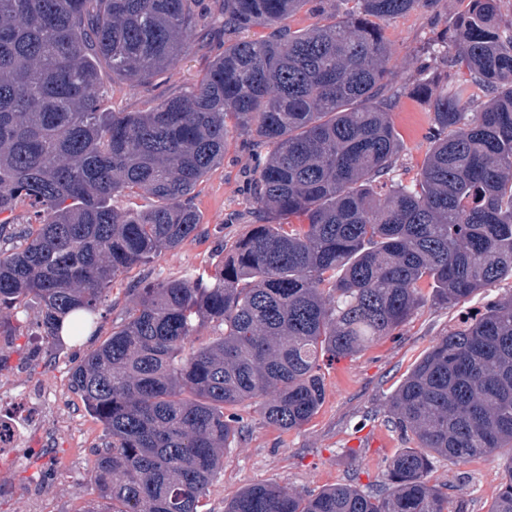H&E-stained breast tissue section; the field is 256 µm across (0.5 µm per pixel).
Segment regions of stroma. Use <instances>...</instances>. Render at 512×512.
I'll return each mask as SVG.
<instances>
[{"label": "stroma", "mask_w": 512, "mask_h": 512, "mask_svg": "<svg viewBox=\"0 0 512 512\" xmlns=\"http://www.w3.org/2000/svg\"><path fill=\"white\" fill-rule=\"evenodd\" d=\"M223 9L224 0H199L198 10L211 18V26L193 30L175 65L148 81L132 87L116 85L111 70L103 69L102 110L144 112L197 84L224 52ZM465 9L464 0H436L429 10L379 23L391 45L389 83L399 92L388 110L400 135L395 177L415 176L432 141L429 104L408 90L425 69L456 80L455 70L448 67L456 46L442 34L452 29ZM264 155L244 136L230 135L223 163L210 170L192 193L200 215L197 232L152 263L122 275L100 306L96 330L60 346H40L36 302L26 299L0 306V317H16L24 323L20 335L0 338V358L5 361L0 378L14 379L24 392L36 389L49 406L44 425L33 434L37 453L24 448L0 450V512H81L84 506L98 503L89 475L110 438L74 392L71 373L111 335L113 327L125 321L133 289L196 269L210 270L223 262L226 248L257 221L253 187ZM511 293L512 279L505 278L455 305L424 301L392 335L323 366L324 401L299 428L282 430L269 424L255 406L239 405L241 430L224 452V467L207 488L202 512H224L225 504L254 483H272L303 495L333 485L385 493L391 460L410 446L389 411L395 389L441 337ZM511 465L512 450L506 448L467 462L438 457L429 479L447 492L451 506L489 512Z\"/></svg>", "instance_id": "35a3bbf8"}]
</instances>
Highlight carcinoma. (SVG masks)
I'll return each mask as SVG.
<instances>
[{"instance_id": "obj_1", "label": "carcinoma", "mask_w": 512, "mask_h": 512, "mask_svg": "<svg viewBox=\"0 0 512 512\" xmlns=\"http://www.w3.org/2000/svg\"><path fill=\"white\" fill-rule=\"evenodd\" d=\"M305 0H224V31L268 36L224 47L201 81L148 112H103L101 65L133 86L172 66L208 21L195 0H0V305L28 297L54 346L91 328L112 282L194 234L198 181L231 133L268 146L255 187L267 215L214 272L134 289L127 321L73 370L71 386L111 442L90 482L109 507L201 512L255 403L284 430L324 399L320 358L390 336L423 301L457 304L512 278V34L499 0H470L452 32L467 78H424L435 130L417 177H390L400 141L381 101L390 44L372 19L433 0H353L347 17L281 25ZM494 96L466 112L471 87ZM148 195L145 211L119 196ZM39 214L21 235L13 212ZM302 215L295 227L282 217ZM207 322L224 327L194 344ZM415 441L389 492L336 486L303 496L256 483L225 512H448L432 460L512 448V294L441 337L392 396ZM490 512H512V465Z\"/></svg>"}]
</instances>
